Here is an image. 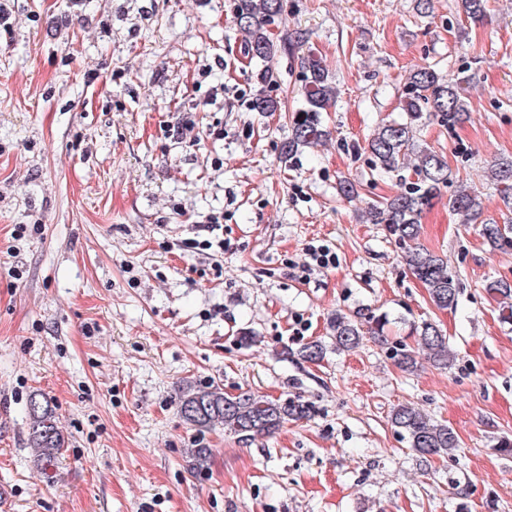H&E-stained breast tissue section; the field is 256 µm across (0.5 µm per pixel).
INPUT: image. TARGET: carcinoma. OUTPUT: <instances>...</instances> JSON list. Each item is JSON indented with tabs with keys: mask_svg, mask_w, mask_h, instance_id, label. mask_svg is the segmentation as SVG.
I'll return each mask as SVG.
<instances>
[{
	"mask_svg": "<svg viewBox=\"0 0 512 512\" xmlns=\"http://www.w3.org/2000/svg\"><path fill=\"white\" fill-rule=\"evenodd\" d=\"M282 8V0H238L236 7V26L243 35L248 54L264 62V68L258 73L259 83L264 86L272 81L273 70L269 63L278 52L267 26L280 15ZM461 8L466 18L479 21L485 16L486 0H461ZM300 69L305 81L304 101L288 116L289 134L282 148L286 159L328 137L322 113L336 99V87L320 58L312 53L302 56ZM402 110L404 117L401 120L379 125L369 138L371 171L377 177L398 176L411 166L416 181L370 206L366 214L370 223L385 225L390 239L403 249L408 269L424 285L433 305L439 309H452L458 303V277L440 256L418 243L421 219L442 189L452 186L454 190L448 195V208L468 224L482 213V192L472 185H454L446 157L429 147L419 146L415 133L418 127L431 120L452 131L468 117L462 82L445 83L434 69L418 67L407 78ZM489 178L496 186L503 209L511 213L512 157L494 160L489 167ZM480 234L491 250L512 251L511 220L502 224L487 222L481 225ZM485 289L499 299L503 320L512 322V283L494 279L486 282ZM386 322L387 318L382 314L336 313L329 321L331 345L338 352H352L368 337L385 343ZM414 330L417 348L403 343L391 347V356L402 371L413 373L418 370V348L427 353L434 365L444 369L452 365L454 354L448 349V338L436 325L423 322ZM326 351L327 346L315 340L296 352L285 346L282 355H296L315 364L324 359ZM178 412L186 424L198 431L222 426L247 443L275 433L290 421L310 419L314 406L299 399H267L250 391L227 393L224 387L215 383L205 386L188 383L181 388ZM26 418L34 463L48 476L68 444L58 426L51 398L40 391L34 392L27 404ZM391 423L421 458L448 455L459 448V439L453 429L432 420L408 403L393 408ZM211 455L212 449L204 446L190 449L191 469H203Z\"/></svg>",
	"mask_w": 512,
	"mask_h": 512,
	"instance_id": "obj_1",
	"label": "carcinoma"
}]
</instances>
